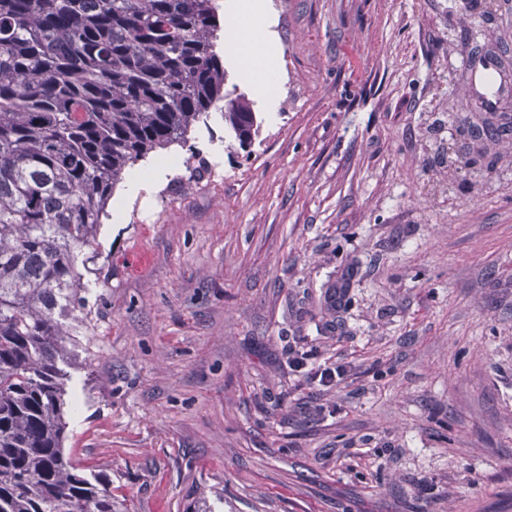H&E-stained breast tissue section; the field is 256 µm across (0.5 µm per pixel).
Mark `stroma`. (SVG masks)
I'll return each instance as SVG.
<instances>
[{
	"instance_id": "35a3bbf8",
	"label": "stroma",
	"mask_w": 512,
	"mask_h": 512,
	"mask_svg": "<svg viewBox=\"0 0 512 512\" xmlns=\"http://www.w3.org/2000/svg\"><path fill=\"white\" fill-rule=\"evenodd\" d=\"M265 4L276 112L223 54L255 142L151 152L176 174L79 257L65 445L116 512H512V135L489 168L459 132L512 0Z\"/></svg>"
}]
</instances>
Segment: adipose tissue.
Wrapping results in <instances>:
<instances>
[{
  "label": "adipose tissue",
  "mask_w": 512,
  "mask_h": 512,
  "mask_svg": "<svg viewBox=\"0 0 512 512\" xmlns=\"http://www.w3.org/2000/svg\"><path fill=\"white\" fill-rule=\"evenodd\" d=\"M229 41L238 48L242 78L267 106H274L280 74L278 47L262 0H231L224 7Z\"/></svg>",
  "instance_id": "1"
}]
</instances>
